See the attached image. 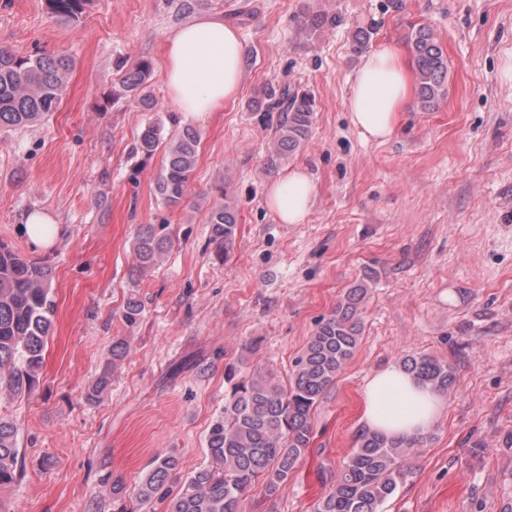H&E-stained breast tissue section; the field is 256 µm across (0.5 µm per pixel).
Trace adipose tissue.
<instances>
[{
    "instance_id": "obj_1",
    "label": "adipose tissue",
    "mask_w": 512,
    "mask_h": 512,
    "mask_svg": "<svg viewBox=\"0 0 512 512\" xmlns=\"http://www.w3.org/2000/svg\"><path fill=\"white\" fill-rule=\"evenodd\" d=\"M245 71L240 34L220 16H198L166 39V86L171 101L185 116L214 112L234 102ZM411 93V74L400 52L383 43L356 69L345 107L363 138L383 141L393 134ZM315 196L314 181L297 166L269 186L265 203L279 223L300 224L309 215ZM362 398L366 428L391 439L428 432L443 407L437 393L394 365L369 379Z\"/></svg>"
}]
</instances>
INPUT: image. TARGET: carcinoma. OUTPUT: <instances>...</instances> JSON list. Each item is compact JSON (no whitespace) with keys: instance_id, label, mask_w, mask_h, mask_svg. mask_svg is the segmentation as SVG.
Listing matches in <instances>:
<instances>
[{"instance_id":"carcinoma-1","label":"carcinoma","mask_w":512,"mask_h":512,"mask_svg":"<svg viewBox=\"0 0 512 512\" xmlns=\"http://www.w3.org/2000/svg\"><path fill=\"white\" fill-rule=\"evenodd\" d=\"M87 0H47L62 24L79 20ZM414 59L421 109H433L446 94L448 60L431 29L420 25L408 39ZM71 60L43 53L21 57L0 48V128L25 127L46 119L61 103ZM151 64L143 60L125 70L121 85L134 101L146 104L144 87ZM264 111L278 113L275 127L279 152H293L311 134L314 101L288 89L264 91ZM199 134L183 126L169 132L159 122L145 123L135 152L144 159L163 151L165 161L155 182L156 196L168 208L181 205L198 161ZM210 241L224 252L232 249L237 229V205L226 196L209 209ZM173 246L168 224H148L138 235L136 272L145 273ZM54 270L48 261L30 258L0 239V397L31 393L44 361L53 328L51 286ZM365 280L340 297L331 314L321 318L302 352L294 359L287 383L266 366L227 364L223 415L212 421L207 445L209 459L195 468L178 491L168 487L178 467L171 453L154 456L138 484L135 499L147 505L158 499L165 512H242L255 486L266 500L276 501L288 486L298 462L313 439L312 415L325 393L336 384L354 356L362 334L361 307L368 294ZM123 320L133 324L142 314L140 300L124 302ZM127 345L112 342V362L88 386L85 399L99 402L110 385L111 367L122 361ZM403 368L436 392L449 391L456 380L453 367L421 352L406 355ZM429 436L388 439L368 430L356 438V448L343 460L336 479L318 501L315 512H382L407 472L414 449ZM18 428L0 418V486L20 473Z\"/></svg>"}]
</instances>
